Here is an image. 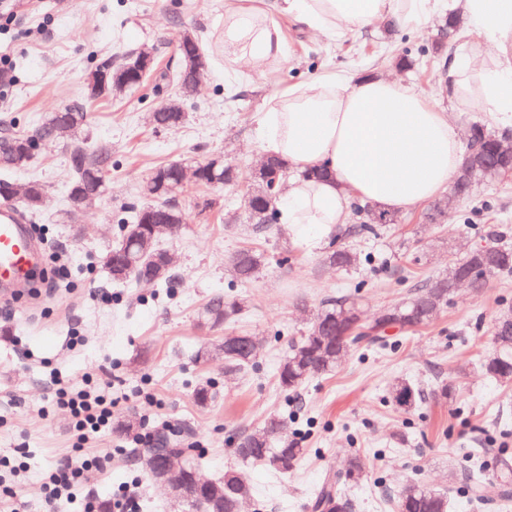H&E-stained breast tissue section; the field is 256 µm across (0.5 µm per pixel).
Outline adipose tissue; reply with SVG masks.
Segmentation results:
<instances>
[{"instance_id":"obj_1","label":"adipose tissue","mask_w":512,"mask_h":512,"mask_svg":"<svg viewBox=\"0 0 512 512\" xmlns=\"http://www.w3.org/2000/svg\"><path fill=\"white\" fill-rule=\"evenodd\" d=\"M445 2L282 0L281 10L306 28L343 36L388 22L414 28ZM462 9L496 57L493 65L477 67L469 54H456L448 65V94L512 128V0H462ZM222 44L225 62L261 73L287 54L272 10L253 0H225ZM256 133L267 154L302 172H327L319 181L300 180L282 197L280 221L294 231L312 225L333 233L356 199L389 211L413 208L448 187L463 161L447 113L402 83L375 75L291 87L260 113Z\"/></svg>"}]
</instances>
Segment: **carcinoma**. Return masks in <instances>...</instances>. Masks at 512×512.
I'll return each instance as SVG.
<instances>
[{
	"label": "carcinoma",
	"mask_w": 512,
	"mask_h": 512,
	"mask_svg": "<svg viewBox=\"0 0 512 512\" xmlns=\"http://www.w3.org/2000/svg\"><path fill=\"white\" fill-rule=\"evenodd\" d=\"M458 25L457 16L450 15L445 25L430 40L417 48L422 56L438 58L444 55L448 36V26ZM179 56L182 65L176 70L165 69L156 76L161 86L178 85L183 80V74L188 67L186 52L202 50L198 37L185 32L178 41ZM127 59L118 61L110 56L101 57L94 65V70L113 75L121 70ZM114 89L110 88L102 96L90 97L83 95V102L71 108L69 120L65 124L57 122L56 114L48 115L44 120L30 130L37 135L41 132L49 134L54 140L63 144L69 155L73 177L70 181L67 195L66 212L71 218H76L89 206L100 200L109 189V182H100L95 174L101 166L112 170V151L106 145L95 149L87 148L84 143L74 138L75 130L85 119L84 105L94 103L102 98L112 96ZM184 120V112H154L152 121L168 128L179 127ZM501 136L487 131L482 125L473 126L471 145L483 159L489 158L495 149V144ZM31 155L20 147L6 151L0 148V169L9 171L24 170L29 166ZM195 183L199 186L210 187L213 182L224 179V186L234 184V178L226 175L224 163L215 160L199 162L195 165ZM255 188L247 197L245 207L256 214L255 229L264 230L278 223L277 206L268 204L269 180L262 177L254 178ZM183 189L181 167L176 162L157 165L146 184L141 187L140 194L145 202L134 207L132 226L121 227V241L104 257V266L108 272L113 267L128 268L121 279L112 278L118 284L139 281L146 278L148 270L160 263L165 267L162 276L156 282L168 288L175 287V279L166 259L164 249L159 242L167 232V226L183 218L178 207L177 194ZM21 196V203L27 212L38 213L46 199L45 185L32 179L27 181L23 190H18L14 182L7 178L0 179V199L10 201ZM354 209L361 216V222L354 225L351 233L355 236H366L376 232L381 224V217H386V223L392 224L396 216L391 213L379 212L368 205L354 204ZM488 250L493 252L497 261L491 268V273L512 272V248L507 245H479L473 249L453 270L471 269L478 254ZM264 261L263 255L252 248H243L232 253L228 263L241 281L254 277ZM325 261L338 268H351L357 263L355 252L338 247L330 250ZM448 278L439 276L425 279L414 286L407 298L384 311L379 319L372 324L361 322L358 305L351 294L330 297L324 300L320 314L307 333L292 342L288 354L279 365L277 376L280 387L286 391H295L303 383L314 376L326 374L338 367L352 347L360 344H375L384 338L387 329L399 327L407 332H415L427 327L434 315L427 312L428 306L439 311L448 304V292L444 287ZM241 306L226 299L221 294L212 296L205 306L206 320L214 326L234 322L240 314ZM494 343L497 350L483 360L482 368L485 373L505 385L512 383V326L504 328L496 325ZM258 347H253L249 353L237 350H224V366L229 371H239L247 366L257 355ZM391 399L406 412L416 410L422 403L420 391L409 381H399L391 388ZM239 447L235 448L237 456L246 462L262 464L270 467L280 475H287L294 470L304 455V449L288 438V420L273 415L264 425L254 431L244 433L238 438ZM500 506L507 508L512 504V454L503 448L498 453ZM362 473V463L357 457L351 458L345 472L328 475L318 487L312 501V512H352V501L340 489L344 480L356 481ZM457 480L465 488L470 502L478 504L481 501V483L483 473L476 465L469 466L457 474ZM216 489L228 495L232 502L241 499V492L246 488L244 472L230 470L224 477L214 481ZM395 512H448V497L425 488L413 487L396 497L393 503Z\"/></svg>",
	"instance_id": "carcinoma-1"
}]
</instances>
